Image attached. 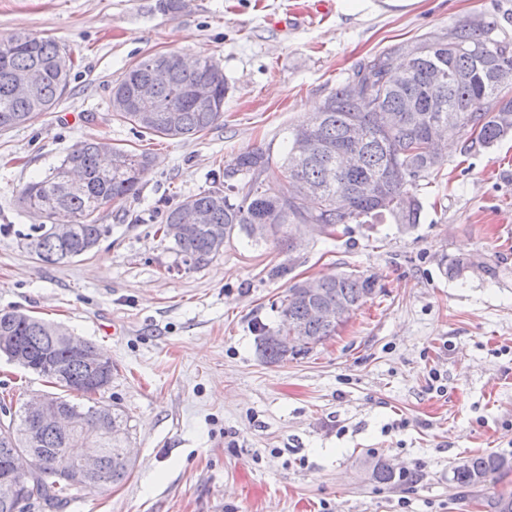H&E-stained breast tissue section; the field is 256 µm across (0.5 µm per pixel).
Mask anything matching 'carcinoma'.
Segmentation results:
<instances>
[{
  "label": "carcinoma",
  "instance_id": "1",
  "mask_svg": "<svg viewBox=\"0 0 512 512\" xmlns=\"http://www.w3.org/2000/svg\"><path fill=\"white\" fill-rule=\"evenodd\" d=\"M452 43L463 49L438 48L436 42L424 40L401 45L363 63L351 80L328 96L321 112L291 129L288 141L303 136L313 140L310 155L302 158L289 151L281 162L275 163L268 148L256 147L239 153L224 171L214 172L213 186L163 213L156 232L167 242L168 250L185 268L198 269L214 259L210 243L215 236L228 243L243 234L256 242L258 238L252 231L255 224H270L278 230L293 222L322 224L331 238L342 226L363 224L387 213L401 224L420 223L424 207L415 188L419 179L437 170V164L424 165V154L416 152L428 142V133L404 121L405 109L417 106L426 111L429 119L445 124L448 108L457 109L455 116L460 127L450 136L461 139L468 150L488 149L507 137L501 116L505 111L512 112V98L500 86L501 78L512 77V51L489 40L483 27L462 28ZM154 60L153 56L141 59L115 81L110 97L112 116L141 134L171 139L191 137L223 122L226 78H219L207 101L195 102L186 95L193 85L223 70L211 57H200L189 66L182 56H177L168 81L156 88L149 111L118 107L117 99L132 94ZM430 65H441L453 73L464 72L467 79L438 88L428 73ZM73 67L71 52L55 40L27 31L1 37L0 130L26 124L55 107L69 87ZM32 68L42 71V80L31 96L20 97L15 93V79ZM384 112L398 116L389 129L381 124ZM173 114L177 123L172 128L169 117ZM354 121L361 125L364 137L352 144L347 132ZM102 144L101 140L88 142L63 160L78 166L83 190L73 191L59 182L53 172L22 190L19 206L44 217L42 223L30 225L29 232L23 235L26 247L38 261L55 264L89 254L109 233L108 225L99 223L100 211L139 193L150 169V157L145 153L133 154L127 167L105 172L98 167V147ZM352 147L362 155L361 166L351 171L339 170L338 156ZM289 173L320 187L321 197L299 199L288 189L271 197L262 191L259 178H278ZM189 208L207 210L209 222L195 225L193 232L179 240H169L167 226ZM56 212L69 217V236L65 240H57L49 233V217ZM321 283L325 288L323 299L344 304L353 311L375 294L377 287L374 279L353 273L323 279ZM300 286L297 281L289 288L282 302L280 323L299 326L306 316L307 303L299 294ZM339 326L336 321L311 322L304 326V342L290 348L275 344L271 340L273 331L264 329L260 338L262 356L269 363H280L306 355L336 335ZM68 335V330L59 324L15 310L0 312V339L23 340L21 367L65 391L63 395L53 394V398L74 415L68 434L41 433L34 445L26 440L16 444L18 448H34L46 463L39 478L44 492L29 502V507L50 505L60 512L70 501V486L55 482L54 472L62 463L58 449L67 452L75 442L96 449L106 462L99 476L105 488L121 483L130 473L124 464V439L112 436V423L128 427V414L119 408L111 410L99 405L94 395L101 396L104 390L84 388L82 364L71 361L57 374L46 372L47 366L67 358ZM74 392L85 397L87 403L69 399ZM511 470L512 460L503 456L477 455L453 469V480L462 488L479 489L495 480V476ZM398 478H403V474L394 473L380 460L374 462L375 482L391 484ZM486 505L491 512H512V495L490 496Z\"/></svg>",
  "mask_w": 512,
  "mask_h": 512
}]
</instances>
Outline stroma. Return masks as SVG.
<instances>
[{"label":"stroma","instance_id":"1","mask_svg":"<svg viewBox=\"0 0 512 512\" xmlns=\"http://www.w3.org/2000/svg\"><path fill=\"white\" fill-rule=\"evenodd\" d=\"M512 45V0H0V36L25 29L78 61L67 94L0 131V310L93 342L114 365L105 403L129 415L134 467L121 484L74 488L65 512H486L512 473L468 493L452 470L475 455L512 459V136L470 154L452 138L421 181L420 224L392 217L337 239L301 225L278 240L238 237L187 270L154 234L158 211L211 185L212 170L322 107L374 55L450 39L473 20ZM210 56L230 89L224 122L187 139L113 118V83L144 57ZM98 138L154 159L137 196L102 209L88 255L37 262L15 235L17 198ZM474 267L450 275L451 260ZM377 293L308 354L266 363L257 326H276L289 287L340 273ZM53 386L0 356V399L20 407ZM383 460L412 481L371 480Z\"/></svg>","mask_w":512,"mask_h":512}]
</instances>
